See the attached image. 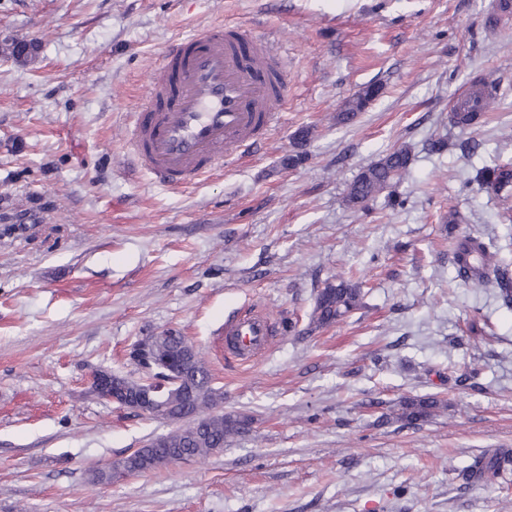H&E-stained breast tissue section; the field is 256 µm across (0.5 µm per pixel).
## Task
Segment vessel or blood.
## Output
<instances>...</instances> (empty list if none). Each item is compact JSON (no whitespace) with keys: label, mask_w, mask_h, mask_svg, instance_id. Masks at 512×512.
<instances>
[{"label":"vessel or blood","mask_w":512,"mask_h":512,"mask_svg":"<svg viewBox=\"0 0 512 512\" xmlns=\"http://www.w3.org/2000/svg\"><path fill=\"white\" fill-rule=\"evenodd\" d=\"M266 38L216 25L170 46L129 127L141 168L167 186H182L251 150L274 126L288 99L286 76H275ZM490 81L457 99L456 112H476ZM277 334L260 309L224 324V348L252 361Z\"/></svg>","instance_id":"1"}]
</instances>
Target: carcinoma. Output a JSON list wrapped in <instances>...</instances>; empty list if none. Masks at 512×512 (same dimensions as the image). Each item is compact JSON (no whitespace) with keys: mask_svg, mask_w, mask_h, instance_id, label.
<instances>
[{"mask_svg":"<svg viewBox=\"0 0 512 512\" xmlns=\"http://www.w3.org/2000/svg\"><path fill=\"white\" fill-rule=\"evenodd\" d=\"M36 46L32 42L14 38L0 41V55L25 61L32 56ZM381 87L370 84L349 99L342 112L336 116L339 123L353 120L358 113L374 101ZM411 157L405 148L395 149L375 162L368 164L350 184L347 201L354 205L360 200H374L385 190L401 182L409 173ZM507 166L483 168L476 175L481 187L494 188L495 194L506 202L512 198V178L505 174ZM502 246L493 240L485 241L479 236L468 235L457 246L453 262L458 276L473 288H495L502 305L512 308V270L504 259L500 258ZM362 293L356 285L338 279L327 284L319 293L312 312V323L317 328L329 326L361 306ZM191 342L178 333L162 348L148 351L141 349L138 354L128 352V360L133 364L142 379H160L164 370L158 361L171 358L182 367L181 380L186 394L173 401L163 413L153 414L151 418L174 422L184 421L186 428L175 433L174 445L155 448L152 453L140 460L125 457L112 462V469L134 468L137 472H146L162 467L166 455L178 454L187 457L208 456L215 449L224 448V441L232 436L245 433L249 429V420L245 417L215 415L197 420L195 416L204 406L214 404L215 391L212 386V374L205 364L197 362L195 357L187 358L186 347ZM437 401L431 397L409 399L402 404V417L412 422L430 416ZM512 458L505 455L482 456L466 467L470 475L483 481H491L500 475Z\"/></svg>","mask_w":512,"mask_h":512,"instance_id":"cac0c4a2","label":"carcinoma"}]
</instances>
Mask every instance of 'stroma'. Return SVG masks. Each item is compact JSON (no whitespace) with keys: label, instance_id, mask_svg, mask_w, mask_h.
<instances>
[{"label":"stroma","instance_id":"stroma-1","mask_svg":"<svg viewBox=\"0 0 512 512\" xmlns=\"http://www.w3.org/2000/svg\"><path fill=\"white\" fill-rule=\"evenodd\" d=\"M498 2L0 0V40L37 47L0 58V512H512V473L463 474L512 454V310L452 264L462 236L506 233L502 201L471 182L512 163V6ZM225 23L280 37L281 122L194 184H159L130 164L132 115L172 42ZM477 78L499 105L463 130L448 104ZM369 84L380 96L337 123ZM398 148L408 176L349 204L361 169ZM339 277L361 308L313 328ZM254 307L278 333L243 366L222 330ZM167 330L249 429L221 453L92 483L168 426L101 399L89 374L137 378L128 349ZM428 396L431 416L401 420ZM35 50L34 43L14 38H4L0 43V55L17 61H27L28 57H32ZM512 463V458L509 456L492 455L490 457L482 456L476 458L472 464L466 467L464 471H468L470 476H477L478 479L483 481H491L497 478L507 464Z\"/></svg>","mask_w":512,"mask_h":512}]
</instances>
